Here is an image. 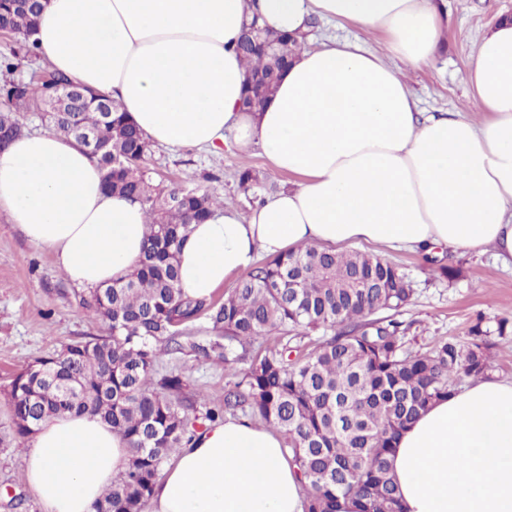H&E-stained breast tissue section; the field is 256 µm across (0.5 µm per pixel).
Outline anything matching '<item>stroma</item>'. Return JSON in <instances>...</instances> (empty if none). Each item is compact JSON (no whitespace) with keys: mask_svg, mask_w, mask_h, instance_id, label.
I'll return each mask as SVG.
<instances>
[{"mask_svg":"<svg viewBox=\"0 0 512 512\" xmlns=\"http://www.w3.org/2000/svg\"><path fill=\"white\" fill-rule=\"evenodd\" d=\"M445 47L427 67L411 72L409 88L418 111L428 114L472 112V96L464 81L479 41L501 17L512 15V0H447ZM148 165L159 176L178 184L203 185L237 207L250 208L251 194L239 186V171L251 168L261 183L256 194L269 196L291 183L290 175L273 171L262 151L230 149L210 155L192 148L176 152L151 145ZM371 254L398 265L414 281L415 293L400 319L408 324L410 350L432 345L440 338L464 339L475 322L496 329L512 321V266L492 252L482 254L434 248L431 254L371 247ZM458 267L452 280L441 278L428 256ZM83 289L58 268L52 253L32 245L17 225L0 212V512H40L24 483L25 438L11 420L7 389L22 369L61 345L105 334L106 328L83 305ZM214 333L200 318L183 334L180 352L163 357L160 372L183 376L189 392L220 402L228 381L224 365L202 351Z\"/></svg>","mask_w":512,"mask_h":512,"instance_id":"obj_1","label":"stroma"}]
</instances>
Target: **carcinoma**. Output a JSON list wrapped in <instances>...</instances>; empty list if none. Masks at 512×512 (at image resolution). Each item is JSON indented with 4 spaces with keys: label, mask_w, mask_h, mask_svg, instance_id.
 Masks as SVG:
<instances>
[{
    "label": "carcinoma",
    "mask_w": 512,
    "mask_h": 512,
    "mask_svg": "<svg viewBox=\"0 0 512 512\" xmlns=\"http://www.w3.org/2000/svg\"><path fill=\"white\" fill-rule=\"evenodd\" d=\"M19 0H0V31L16 47L0 54V137L24 132L25 118L73 79L46 65L15 78L20 61L38 57L37 15ZM301 43L286 35L237 44L248 64L243 109L261 107L278 86ZM47 129L73 136L78 127L104 145L96 155L107 187L139 202L149 218L144 255L123 279L90 291L85 305L107 334L63 345L36 360L10 384L16 433L27 437L45 419L90 412L132 445L127 469L112 481L97 512H142L161 468L196 436L201 422L242 412L282 433L306 491L304 512H402L388 456L400 432L463 378L493 370V343L482 320L467 341L439 339L415 354L397 319L412 282L400 267L361 251L307 246L255 265L224 302L196 300L179 285L178 253L190 224L212 217L224 200L197 187L167 185L147 164L149 141L115 101L102 93L45 116ZM223 342L202 348L228 367L248 363L224 388V402L196 410L182 376L159 374L162 356L201 317ZM331 332L314 347L310 332ZM264 347L247 356L256 341Z\"/></svg>",
    "instance_id": "cac0c4a2"
}]
</instances>
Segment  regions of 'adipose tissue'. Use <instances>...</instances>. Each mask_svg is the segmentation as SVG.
<instances>
[{
    "mask_svg": "<svg viewBox=\"0 0 512 512\" xmlns=\"http://www.w3.org/2000/svg\"><path fill=\"white\" fill-rule=\"evenodd\" d=\"M304 34L312 17L383 34L381 49L331 40L302 50L263 111L242 109L246 19ZM439 0H48L40 54L117 100L149 142L261 148L293 186L243 213L194 224L180 285L209 298L258 254L370 243L446 247L512 263V21L480 41L466 73L471 115L421 117L409 72L445 42ZM51 251L75 285L123 277L143 255L145 210L105 190L96 159L62 134L0 151V212ZM281 434L234 417L205 423L156 481L144 512H303ZM130 445L90 413L43 422L24 453L42 512H95ZM404 512H512V379L467 382L401 433L389 457Z\"/></svg>",
    "mask_w": 512,
    "mask_h": 512,
    "instance_id": "1",
    "label": "adipose tissue"
}]
</instances>
